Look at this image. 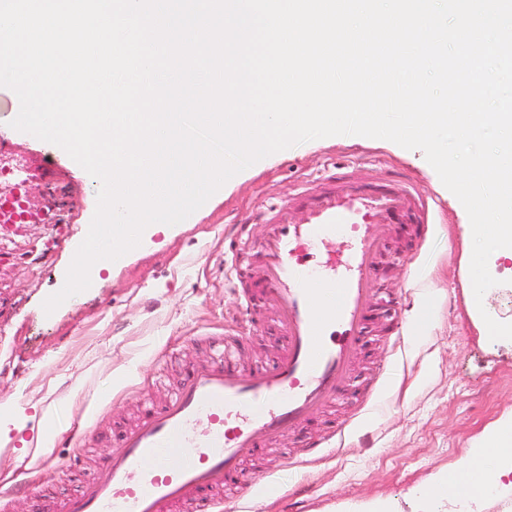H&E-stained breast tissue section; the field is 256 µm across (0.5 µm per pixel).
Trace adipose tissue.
<instances>
[{"mask_svg":"<svg viewBox=\"0 0 512 512\" xmlns=\"http://www.w3.org/2000/svg\"><path fill=\"white\" fill-rule=\"evenodd\" d=\"M489 472L491 487H505L512 478V415L498 420L469 449L466 461L454 471L438 470L408 493L414 512H446L452 493L462 482Z\"/></svg>","mask_w":512,"mask_h":512,"instance_id":"adipose-tissue-1","label":"adipose tissue"}]
</instances>
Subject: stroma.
<instances>
[{
    "label": "stroma",
    "mask_w": 512,
    "mask_h": 512,
    "mask_svg": "<svg viewBox=\"0 0 512 512\" xmlns=\"http://www.w3.org/2000/svg\"><path fill=\"white\" fill-rule=\"evenodd\" d=\"M15 98L0 87V130L47 176L32 184L35 202L43 203L45 187L56 189L57 221L0 224L1 484L27 481L38 497L77 495L141 405L160 402L182 382L185 363L209 355V338L226 328L243 338L242 361L273 362L282 338L272 321L255 329L243 318L224 237L238 224L260 236L262 207L332 162L361 166L370 178L406 179L430 198L429 230L413 245L395 238L382 258L380 287L398 299L378 310L348 391L325 414L351 420L343 445L299 466L287 461L298 440L288 434L264 460L275 488L258 512H359L387 498L398 512H412L409 489L459 466L483 431L512 412V345L490 340L467 310L470 270L461 259L468 215L438 189L422 151L338 135L274 153L229 179L184 221L146 228L137 248L92 273L87 290L48 314L42 304L65 282L99 183L61 148L11 130ZM409 252L415 259L407 266L401 257ZM425 301L429 330L388 351L387 322L409 320ZM376 382L380 393L364 400ZM105 410V437L77 449L72 430Z\"/></svg>",
    "instance_id": "stroma-1"
}]
</instances>
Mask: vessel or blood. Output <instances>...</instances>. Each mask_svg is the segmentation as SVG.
Returning <instances> with one entry per match:
<instances>
[{
    "label": "vessel or blood",
    "mask_w": 512,
    "mask_h": 512,
    "mask_svg": "<svg viewBox=\"0 0 512 512\" xmlns=\"http://www.w3.org/2000/svg\"><path fill=\"white\" fill-rule=\"evenodd\" d=\"M270 211L260 239L239 236L229 248L236 278L253 279L275 306L284 337L276 361L243 366L239 336L226 334L167 401L143 408L79 495L41 512H238L260 484L247 457L343 395L375 307L392 303L375 283L394 227L425 237L429 202L355 168L308 181ZM345 430L327 422L300 454H320Z\"/></svg>",
    "instance_id": "1"
}]
</instances>
